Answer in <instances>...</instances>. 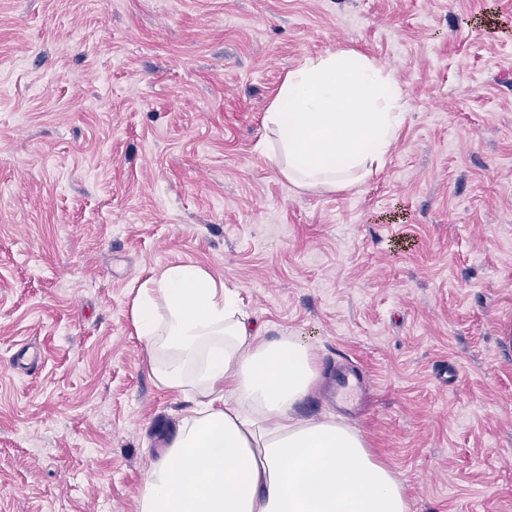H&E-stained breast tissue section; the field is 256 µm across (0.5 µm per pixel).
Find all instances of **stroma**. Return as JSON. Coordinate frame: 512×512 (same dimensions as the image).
<instances>
[{
  "label": "stroma",
  "instance_id": "35a3bbf8",
  "mask_svg": "<svg viewBox=\"0 0 512 512\" xmlns=\"http://www.w3.org/2000/svg\"><path fill=\"white\" fill-rule=\"evenodd\" d=\"M339 49L405 120L299 188L264 116ZM179 263L368 378L350 425L410 512H512V0H0V512H137L185 403L131 304Z\"/></svg>",
  "mask_w": 512,
  "mask_h": 512
}]
</instances>
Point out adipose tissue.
<instances>
[{
	"label": "adipose tissue",
	"instance_id": "1",
	"mask_svg": "<svg viewBox=\"0 0 512 512\" xmlns=\"http://www.w3.org/2000/svg\"><path fill=\"white\" fill-rule=\"evenodd\" d=\"M405 106L395 77L364 55L306 59L265 115L272 158L296 186H347L384 167ZM131 317L157 384L188 404L139 512H409L402 482L361 432L296 415L318 377L313 347L265 339L236 290L172 265L139 288Z\"/></svg>",
	"mask_w": 512,
	"mask_h": 512
}]
</instances>
